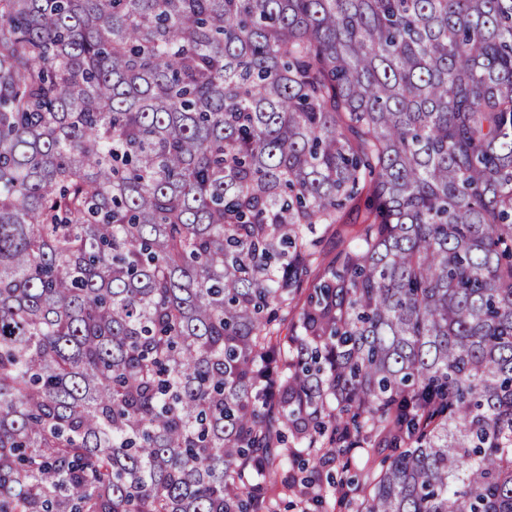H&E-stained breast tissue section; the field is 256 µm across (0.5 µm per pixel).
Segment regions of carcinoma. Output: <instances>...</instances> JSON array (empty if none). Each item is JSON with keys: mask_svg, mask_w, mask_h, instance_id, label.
Here are the masks:
<instances>
[{"mask_svg": "<svg viewBox=\"0 0 512 512\" xmlns=\"http://www.w3.org/2000/svg\"><path fill=\"white\" fill-rule=\"evenodd\" d=\"M352 448L355 512H512V0H0V512Z\"/></svg>", "mask_w": 512, "mask_h": 512, "instance_id": "cac0c4a2", "label": "carcinoma"}]
</instances>
